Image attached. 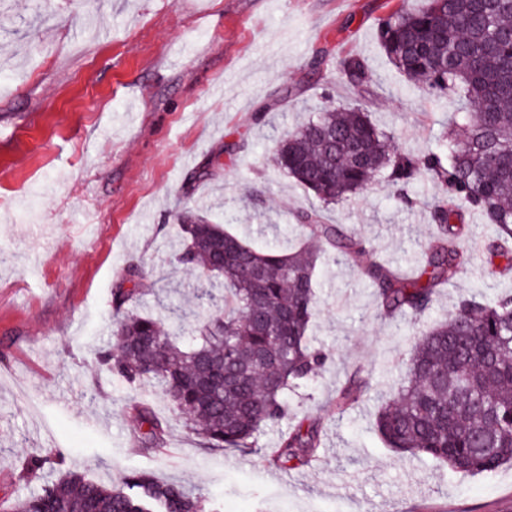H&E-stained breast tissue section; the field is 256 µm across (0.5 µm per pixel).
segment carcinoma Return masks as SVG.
I'll use <instances>...</instances> for the list:
<instances>
[{
  "label": "carcinoma",
  "mask_w": 512,
  "mask_h": 512,
  "mask_svg": "<svg viewBox=\"0 0 512 512\" xmlns=\"http://www.w3.org/2000/svg\"><path fill=\"white\" fill-rule=\"evenodd\" d=\"M379 41L406 79L424 81L436 99L462 103L437 150L418 157L399 150L392 133L357 107L326 109L288 133L271 161L311 192L319 209L294 213L316 245L282 253L185 213L179 225L177 263L199 271L197 298L215 307L183 340L162 319L134 311L142 294L132 268L113 293L122 313L99 359L130 383L161 387L171 410L207 448L256 447L263 427L288 415L286 395L318 375L324 358L310 342L316 305V269L328 252L356 262L362 242L340 234L320 210L371 188L384 172L409 185L426 174L437 187L427 205L435 234L409 278L373 262L363 274L375 287L385 317L422 314L440 288L468 261L454 221L459 207L480 213L499 228L487 250L485 282L512 271V0H424L382 21ZM368 67L344 59L349 85L361 88ZM371 389L352 380L336 407L359 402ZM143 428L141 443H164L166 424L144 401L130 404ZM376 428L386 445L424 455L464 474H489L512 465V296L464 298L444 320L415 337L394 392L382 402ZM319 447L317 427L298 422L281 434L274 465H303ZM62 457L57 449L31 460L36 472ZM10 512H221L199 492L133 472L119 485L71 474L42 492L14 501Z\"/></svg>",
  "instance_id": "1"
}]
</instances>
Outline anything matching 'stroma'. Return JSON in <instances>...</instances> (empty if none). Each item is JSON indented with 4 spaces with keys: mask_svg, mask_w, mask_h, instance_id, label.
Listing matches in <instances>:
<instances>
[{
    "mask_svg": "<svg viewBox=\"0 0 512 512\" xmlns=\"http://www.w3.org/2000/svg\"><path fill=\"white\" fill-rule=\"evenodd\" d=\"M420 5L0 0V512L70 472L116 485L133 471L193 488L223 512H512L511 466L458 473L393 452L375 427L411 339L483 291L480 265H466L423 315L392 321L361 264L324 259L311 329L324 364L251 452L203 447L158 387L131 385L98 359L117 317L113 290L130 267L147 284L145 313L198 288L197 274L173 262L182 213L260 247L306 241L293 214L314 198L277 171L271 151L309 113L358 106L403 150L436 148L456 103L406 80L378 41L385 18ZM348 55L366 60L365 89L345 81ZM286 86L293 97L282 98ZM209 158L210 178L197 180ZM435 193L424 177L402 192L380 176L329 218L363 241L364 262L412 276ZM354 373L371 389L339 412L336 391ZM135 398L165 418L162 447L138 442ZM301 418L320 428L317 454L277 469L269 458L280 432ZM49 448L62 450V463L27 475Z\"/></svg>",
    "mask_w": 512,
    "mask_h": 512,
    "instance_id": "1",
    "label": "stroma"
}]
</instances>
